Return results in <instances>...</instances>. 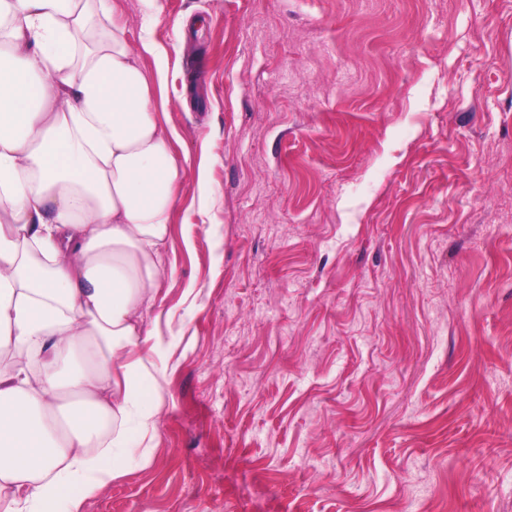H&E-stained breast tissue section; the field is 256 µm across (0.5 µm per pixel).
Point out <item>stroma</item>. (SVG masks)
I'll use <instances>...</instances> for the list:
<instances>
[{
  "mask_svg": "<svg viewBox=\"0 0 512 512\" xmlns=\"http://www.w3.org/2000/svg\"><path fill=\"white\" fill-rule=\"evenodd\" d=\"M116 6L181 181L152 459L80 512H512V0Z\"/></svg>",
  "mask_w": 512,
  "mask_h": 512,
  "instance_id": "stroma-1",
  "label": "stroma"
}]
</instances>
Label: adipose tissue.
<instances>
[{
    "instance_id": "1",
    "label": "adipose tissue",
    "mask_w": 512,
    "mask_h": 512,
    "mask_svg": "<svg viewBox=\"0 0 512 512\" xmlns=\"http://www.w3.org/2000/svg\"><path fill=\"white\" fill-rule=\"evenodd\" d=\"M175 137L106 0H0V512L150 462Z\"/></svg>"
}]
</instances>
